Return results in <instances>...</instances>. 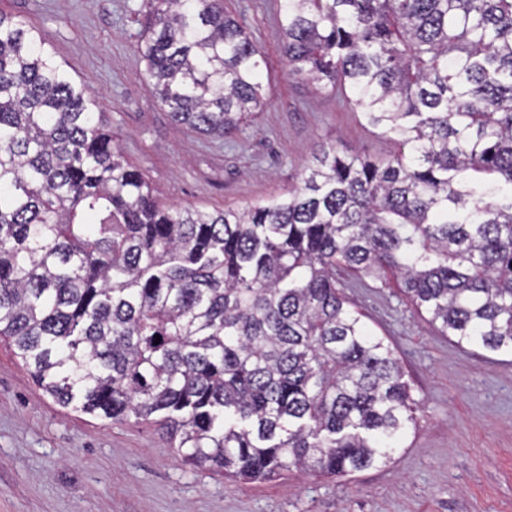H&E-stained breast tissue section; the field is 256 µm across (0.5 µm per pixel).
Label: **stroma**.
<instances>
[{
  "mask_svg": "<svg viewBox=\"0 0 512 512\" xmlns=\"http://www.w3.org/2000/svg\"><path fill=\"white\" fill-rule=\"evenodd\" d=\"M280 0H224L266 54L268 104L240 133L210 139L149 91L137 44L149 0H0L87 84L122 155L160 203L216 212L278 197L320 147L372 157L394 144L359 112L288 76ZM385 338L418 402L390 460L323 478L296 469L234 481L185 464L154 426L101 419L47 396L0 342V512H512V355L440 335L391 282L348 289Z\"/></svg>",
  "mask_w": 512,
  "mask_h": 512,
  "instance_id": "1",
  "label": "stroma"
}]
</instances>
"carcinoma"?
<instances>
[{"instance_id":"obj_1","label":"carcinoma","mask_w":512,"mask_h":512,"mask_svg":"<svg viewBox=\"0 0 512 512\" xmlns=\"http://www.w3.org/2000/svg\"><path fill=\"white\" fill-rule=\"evenodd\" d=\"M150 4V92L196 133L241 131L266 56L222 0ZM279 27L288 76L396 151L324 148L283 196L206 213L157 201L89 88L0 15V338L54 401L235 480L348 476L414 425L342 273L512 352V0H282Z\"/></svg>"}]
</instances>
